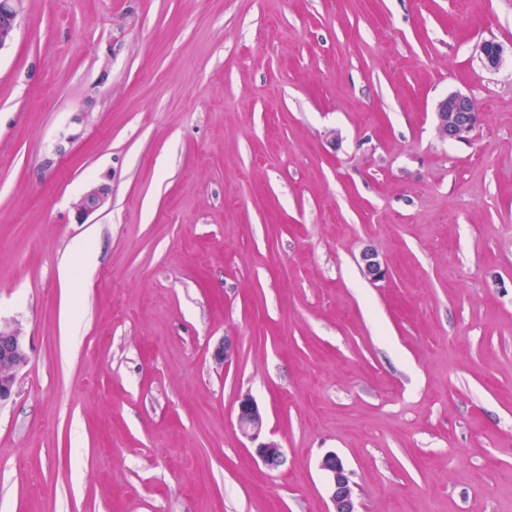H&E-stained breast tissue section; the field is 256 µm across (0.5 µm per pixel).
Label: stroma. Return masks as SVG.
I'll use <instances>...</instances> for the list:
<instances>
[{
    "label": "stroma",
    "mask_w": 512,
    "mask_h": 512,
    "mask_svg": "<svg viewBox=\"0 0 512 512\" xmlns=\"http://www.w3.org/2000/svg\"><path fill=\"white\" fill-rule=\"evenodd\" d=\"M0 318V512H329L330 451L360 512H512V0H26ZM434 114V131L442 141L466 140L481 118L475 100L461 92H452L440 99ZM111 195L110 187L104 183H92L73 202V209L77 217L84 222L90 216L97 213L109 202ZM358 264L361 273L368 280L375 282L386 278V267L374 249H363L360 253ZM29 355L26 336L20 323L0 322V406L12 400L20 371ZM236 425L240 436L252 446L254 455L270 471L284 464L280 444L265 436L266 419L263 410L250 394L240 395L236 404Z\"/></svg>",
    "instance_id": "obj_1"
}]
</instances>
